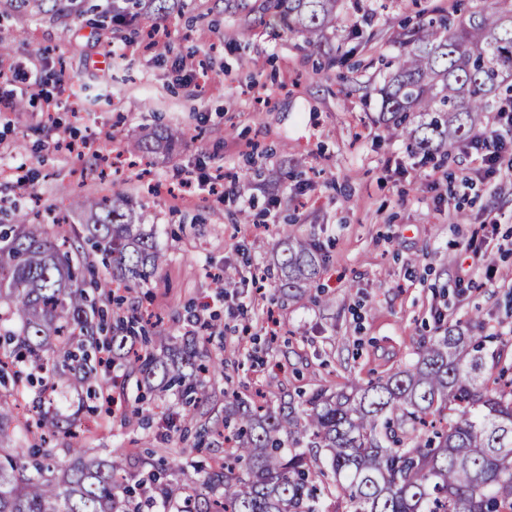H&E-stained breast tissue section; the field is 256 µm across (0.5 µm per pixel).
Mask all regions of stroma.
I'll return each mask as SVG.
<instances>
[{
  "mask_svg": "<svg viewBox=\"0 0 512 512\" xmlns=\"http://www.w3.org/2000/svg\"><path fill=\"white\" fill-rule=\"evenodd\" d=\"M93 5L105 13L112 0L0 16V65L14 67L0 100L28 101L0 111V210L39 213L58 237L76 198L133 202L167 263L123 312L158 316L157 332L198 336L223 361L208 377L207 424L258 391L275 409L384 376L441 322L476 317L485 333L512 331V155L486 179L467 148L424 160L379 120L384 63L416 28L417 8L495 12L506 0H343L329 69L302 36L267 25L263 0H175L168 14L103 25ZM170 133V153L112 171L130 141ZM220 170L232 175L222 192L199 189ZM292 237L314 239L322 255L296 299L268 271L275 245ZM480 238L485 248L466 259V242ZM218 274L234 282L233 300L220 296ZM114 397L115 416L84 413L74 436L51 442L53 475L84 448L125 457L132 481L142 463H185L191 494L230 449L184 432L172 392L131 379ZM144 403L148 424L121 423Z\"/></svg>",
  "mask_w": 512,
  "mask_h": 512,
  "instance_id": "obj_1",
  "label": "stroma"
}]
</instances>
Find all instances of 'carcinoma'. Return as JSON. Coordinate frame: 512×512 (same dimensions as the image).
<instances>
[{
    "label": "carcinoma",
    "instance_id": "obj_1",
    "mask_svg": "<svg viewBox=\"0 0 512 512\" xmlns=\"http://www.w3.org/2000/svg\"><path fill=\"white\" fill-rule=\"evenodd\" d=\"M22 14L44 12L46 0H6ZM340 0H266L269 20L304 36L307 48L324 54L325 33L336 29ZM143 8L166 10V0H112L121 20ZM402 50L379 89L392 135L430 154L462 144L495 107L501 85L512 79V9L429 18L400 39ZM420 117L417 125L409 117ZM75 208L91 224L60 240L25 215L0 222V386L10 364L33 358L59 374L77 364L80 384L97 396L137 376L175 388L189 406L209 399L203 374L221 372V361L203 360L196 337H184L171 358L158 356L167 336L135 328L138 319L110 326L101 302L114 289L132 294L157 276L166 257L137 223L140 216L118 196L82 199ZM278 263L281 289L297 294L318 273L320 246L311 239L285 243ZM101 257L110 278L86 280L80 268ZM474 324L439 326L415 358L351 391L312 393L297 409L285 402L255 409L242 399L226 408L224 427H234L235 446L178 512H512V341L475 336ZM497 341L490 351L487 344ZM140 343L121 376L100 374V353ZM43 435L68 434L70 415L41 411ZM12 404L0 395V512H145L157 501L178 500L171 479L184 466L152 465L138 483L127 481L119 458L73 460L48 478L51 454L9 452L14 439Z\"/></svg>",
    "mask_w": 512,
    "mask_h": 512
}]
</instances>
